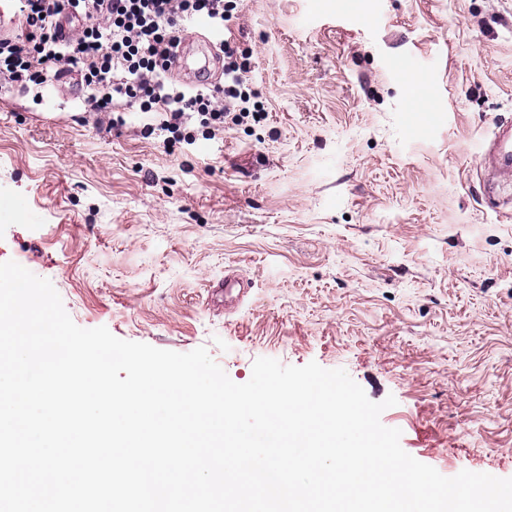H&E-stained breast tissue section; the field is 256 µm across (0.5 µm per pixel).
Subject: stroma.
I'll return each mask as SVG.
<instances>
[{"instance_id":"stroma-1","label":"stroma","mask_w":512,"mask_h":512,"mask_svg":"<svg viewBox=\"0 0 512 512\" xmlns=\"http://www.w3.org/2000/svg\"><path fill=\"white\" fill-rule=\"evenodd\" d=\"M229 27L265 111L192 145L0 83V262L238 384L344 369L418 461L512 478V200L475 156L512 121V0H242ZM250 283L236 275H226L224 284L220 288H224V306L225 308L233 307L250 289Z\"/></svg>"}]
</instances>
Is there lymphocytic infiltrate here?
Returning a JSON list of instances; mask_svg holds the SVG:
<instances>
[{
    "label": "lymphocytic infiltrate",
    "instance_id": "1",
    "mask_svg": "<svg viewBox=\"0 0 512 512\" xmlns=\"http://www.w3.org/2000/svg\"><path fill=\"white\" fill-rule=\"evenodd\" d=\"M237 7L238 0H10L23 30L0 38V78L44 85L68 67L110 128L123 125V112L139 111L151 116L166 147L211 138L263 110L245 78V54L225 37L223 81L187 87L170 78L171 50L193 20L221 31ZM66 15L77 24L62 42L56 24Z\"/></svg>",
    "mask_w": 512,
    "mask_h": 512
}]
</instances>
